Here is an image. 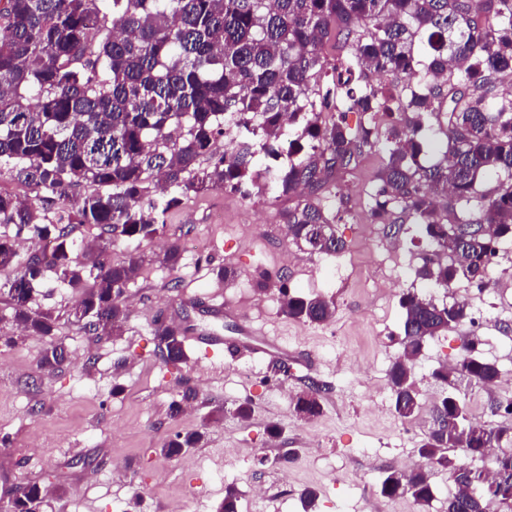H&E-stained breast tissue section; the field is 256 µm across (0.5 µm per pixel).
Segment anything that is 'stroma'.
Listing matches in <instances>:
<instances>
[{
    "label": "stroma",
    "mask_w": 512,
    "mask_h": 512,
    "mask_svg": "<svg viewBox=\"0 0 512 512\" xmlns=\"http://www.w3.org/2000/svg\"><path fill=\"white\" fill-rule=\"evenodd\" d=\"M380 163V155L363 154L336 180L331 205L346 243L338 255L294 250L279 231L289 201L273 191L248 199L221 189L183 196L153 239L117 244L106 255L113 263L132 252L145 259L126 290L129 317L119 336L70 323L77 295L46 273L35 305L59 313L54 335L23 336L0 321V512H9V489L28 482L45 489V512H215L229 484L239 490V512H303L307 487L319 492L316 512H417L408 500L380 496L381 472L419 463L417 447L443 394L431 372L456 362L463 337L481 336L484 357L502 373L492 390L463 382L473 421L490 423L486 402L512 397V289L497 287L512 277V264L495 266L483 291L463 282L444 290L417 278L436 252L420 226L407 220L394 232L367 212ZM172 244L182 250L174 269L161 262ZM221 267L233 278L218 279ZM262 271L285 280L257 293ZM284 285L333 301V319L311 324L284 315ZM408 289L439 301L468 295L472 319L431 339L414 362L422 408L404 422L388 373L401 353L399 296ZM217 290L315 369L297 365L287 381L272 377L263 354L214 313L209 296ZM159 317L223 336L222 371L209 370L193 343L186 361L165 365L152 336ZM53 344L65 347L67 359L48 369L41 358ZM311 381L322 387V411L308 419L295 401ZM247 401L252 417L237 418L234 408ZM273 423L277 441L268 433ZM194 430L205 434L200 445L161 455L164 443Z\"/></svg>",
    "instance_id": "1"
}]
</instances>
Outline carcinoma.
<instances>
[{"mask_svg": "<svg viewBox=\"0 0 512 512\" xmlns=\"http://www.w3.org/2000/svg\"><path fill=\"white\" fill-rule=\"evenodd\" d=\"M333 40L347 50L339 68L325 55ZM370 73L403 84L375 86ZM506 78L512 0H0V175L34 193L27 202L0 193V271H16L7 284L10 319L23 335H53L58 316L34 307L35 285L52 271L79 293L72 323L119 334L125 290L143 259L97 260L71 239L72 225L100 227L111 246L151 239L183 196L209 188L307 193L283 213L289 238L300 250L337 255L345 242L323 194L373 151L383 161L372 220L387 224L399 210L446 254L422 266L421 279L483 289L500 245L512 241V98L499 93ZM447 83L453 93L443 113ZM352 111L363 117L355 129L346 122ZM228 129L234 139L219 153ZM429 144L442 151L434 162L422 158ZM204 158L211 164L201 169ZM487 172L508 180L493 197L479 190ZM446 193L448 214L438 202ZM476 224L496 233L478 235ZM12 227L17 237L53 243L50 257L21 254ZM281 296L282 312L305 322L326 323L336 311L323 297ZM400 306L402 352L389 382L395 413L411 421L421 410L413 362L470 312L411 289ZM153 332L164 363L186 359L182 329L156 322ZM482 344L468 337L455 364L432 372L448 393L417 448L423 465L385 470L382 497L430 506L428 465L453 478L444 512H512V399L490 401L500 421L479 424L457 393L464 379L485 388L498 381ZM320 394L310 383L297 412L319 414ZM203 439L198 430L178 434L161 452L174 457ZM493 448L488 477L475 462ZM42 497L38 484H20L10 502L14 512H38ZM238 502L229 484L217 512H238Z\"/></svg>", "mask_w": 512, "mask_h": 512, "instance_id": "obj_1", "label": "carcinoma"}]
</instances>
